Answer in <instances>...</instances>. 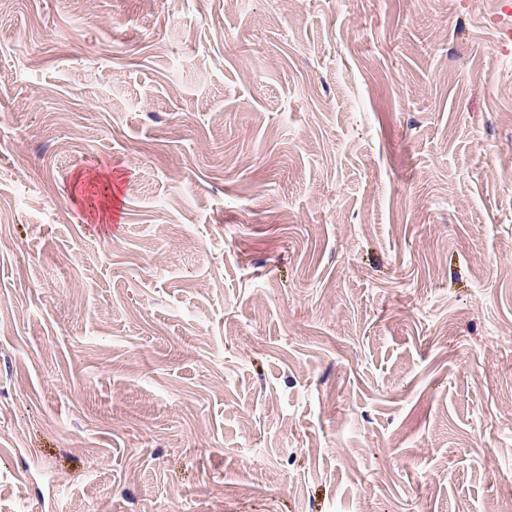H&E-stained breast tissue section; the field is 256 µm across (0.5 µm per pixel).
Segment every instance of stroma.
<instances>
[{
  "mask_svg": "<svg viewBox=\"0 0 512 512\" xmlns=\"http://www.w3.org/2000/svg\"><path fill=\"white\" fill-rule=\"evenodd\" d=\"M501 2L0 0V512H495Z\"/></svg>",
  "mask_w": 512,
  "mask_h": 512,
  "instance_id": "35a3bbf8",
  "label": "stroma"
}]
</instances>
